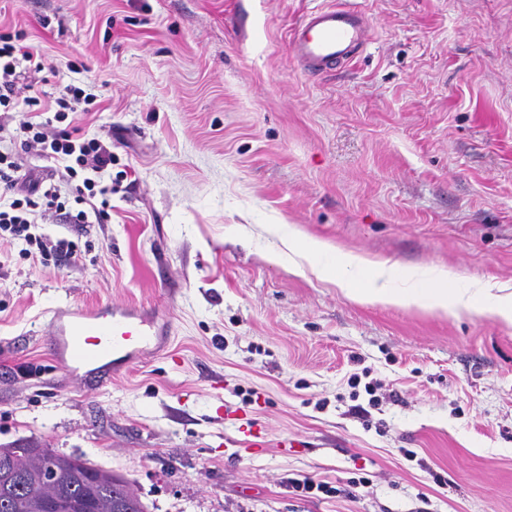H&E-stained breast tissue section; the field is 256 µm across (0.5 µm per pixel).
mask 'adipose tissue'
Wrapping results in <instances>:
<instances>
[{
  "label": "adipose tissue",
  "instance_id": "adipose-tissue-1",
  "mask_svg": "<svg viewBox=\"0 0 512 512\" xmlns=\"http://www.w3.org/2000/svg\"><path fill=\"white\" fill-rule=\"evenodd\" d=\"M328 246L319 240L303 242L298 250L302 263L317 275L335 282L349 299L364 305L395 306L428 312L440 318L468 315L481 320L512 324V287L488 280H473L459 287L460 276L445 267L397 270L385 262H372L355 253L341 256L342 267L366 269L367 287L360 288L342 277L339 269L320 266Z\"/></svg>",
  "mask_w": 512,
  "mask_h": 512
}]
</instances>
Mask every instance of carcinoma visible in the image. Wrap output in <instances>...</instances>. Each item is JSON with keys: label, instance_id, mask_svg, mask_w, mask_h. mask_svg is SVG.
<instances>
[{"label": "carcinoma", "instance_id": "cac0c4a2", "mask_svg": "<svg viewBox=\"0 0 512 512\" xmlns=\"http://www.w3.org/2000/svg\"><path fill=\"white\" fill-rule=\"evenodd\" d=\"M42 464L50 465L57 473L59 491L53 501V512H62L60 502L65 500L78 507L79 512H145L129 482L76 455L45 448ZM40 466L24 454L11 458L0 457V475L8 473L13 481L0 478V512H35L45 499L35 474Z\"/></svg>", "mask_w": 512, "mask_h": 512}]
</instances>
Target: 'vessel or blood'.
Listing matches in <instances>:
<instances>
[{
  "label": "vessel or blood",
  "instance_id": "vessel-or-blood-1",
  "mask_svg": "<svg viewBox=\"0 0 512 512\" xmlns=\"http://www.w3.org/2000/svg\"><path fill=\"white\" fill-rule=\"evenodd\" d=\"M372 36L368 17L349 0H333L306 15L293 29L291 52L300 70L317 76L351 61ZM48 349L67 371L94 374L99 385L136 359L161 351L171 334L158 314L109 302L51 313Z\"/></svg>",
  "mask_w": 512,
  "mask_h": 512
}]
</instances>
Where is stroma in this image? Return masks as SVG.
<instances>
[{
    "instance_id": "obj_1",
    "label": "stroma",
    "mask_w": 512,
    "mask_h": 512,
    "mask_svg": "<svg viewBox=\"0 0 512 512\" xmlns=\"http://www.w3.org/2000/svg\"><path fill=\"white\" fill-rule=\"evenodd\" d=\"M327 2L0 0L57 68L21 82L95 94L113 157L109 219L44 227L80 265L0 243V445L84 456L147 512H512V326L357 304L266 231L512 286V0H354L371 41L310 77L290 33ZM99 302L172 334L96 388L46 338Z\"/></svg>"
}]
</instances>
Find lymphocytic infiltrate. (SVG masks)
Masks as SVG:
<instances>
[{"label":"lymphocytic infiltrate","mask_w":512,"mask_h":512,"mask_svg":"<svg viewBox=\"0 0 512 512\" xmlns=\"http://www.w3.org/2000/svg\"><path fill=\"white\" fill-rule=\"evenodd\" d=\"M46 69L33 47L0 42V130L14 131L21 152L0 150V241L22 244L25 257L49 263L78 261L77 243L38 233L42 224L82 226L107 219L112 199V145L83 131L82 117L96 107L93 94L78 85L63 88L51 104L26 95L17 68ZM49 162L43 177L27 165L26 154Z\"/></svg>","instance_id":"obj_1"}]
</instances>
